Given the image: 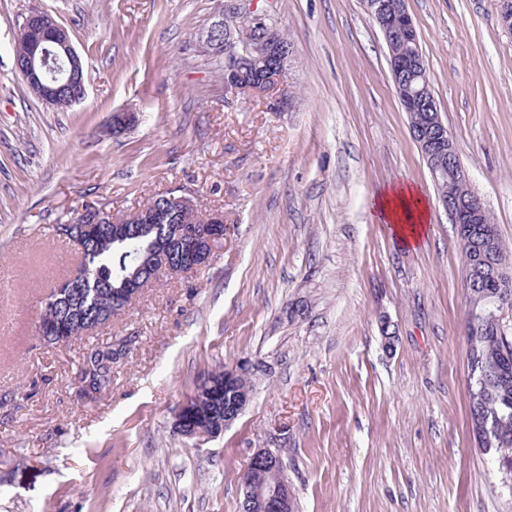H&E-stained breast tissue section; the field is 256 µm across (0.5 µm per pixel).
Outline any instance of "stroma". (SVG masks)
I'll return each instance as SVG.
<instances>
[{
  "instance_id": "35a3bbf8",
  "label": "stroma",
  "mask_w": 512,
  "mask_h": 512,
  "mask_svg": "<svg viewBox=\"0 0 512 512\" xmlns=\"http://www.w3.org/2000/svg\"><path fill=\"white\" fill-rule=\"evenodd\" d=\"M438 110L512 250V31L497 0H406ZM217 0H0V512H240L253 453L282 459L295 512H512L468 421L462 246L362 0H275L293 50L271 101L224 97L202 40ZM34 10L81 56L85 100L51 110L13 67ZM138 124L105 133L112 113ZM410 182L428 233L405 246L376 197ZM165 192L231 234L191 277L157 280L71 346L36 336L76 266L52 227ZM396 331L386 341L383 322ZM130 340L111 391L83 397L86 348ZM256 374L224 432L175 430L207 372Z\"/></svg>"
}]
</instances>
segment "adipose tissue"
Masks as SVG:
<instances>
[{
  "mask_svg": "<svg viewBox=\"0 0 512 512\" xmlns=\"http://www.w3.org/2000/svg\"><path fill=\"white\" fill-rule=\"evenodd\" d=\"M377 211L405 245L419 244L427 234L429 208L417 186L401 183L384 189L378 195Z\"/></svg>",
  "mask_w": 512,
  "mask_h": 512,
  "instance_id": "obj_1",
  "label": "adipose tissue"
}]
</instances>
